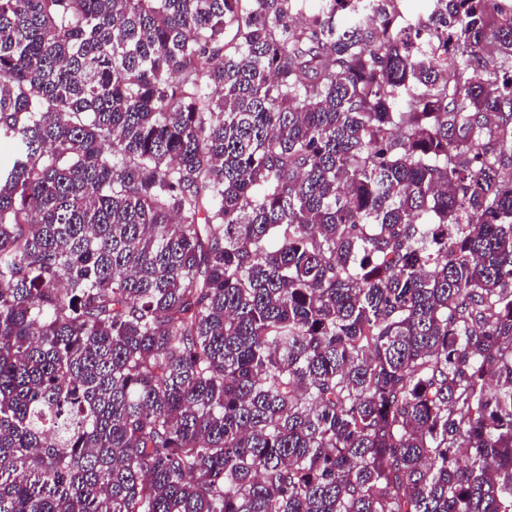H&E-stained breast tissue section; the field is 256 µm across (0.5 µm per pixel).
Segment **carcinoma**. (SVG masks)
I'll list each match as a JSON object with an SVG mask.
<instances>
[{
	"label": "carcinoma",
	"mask_w": 512,
	"mask_h": 512,
	"mask_svg": "<svg viewBox=\"0 0 512 512\" xmlns=\"http://www.w3.org/2000/svg\"><path fill=\"white\" fill-rule=\"evenodd\" d=\"M0 0V512H512V0Z\"/></svg>",
	"instance_id": "carcinoma-1"
}]
</instances>
